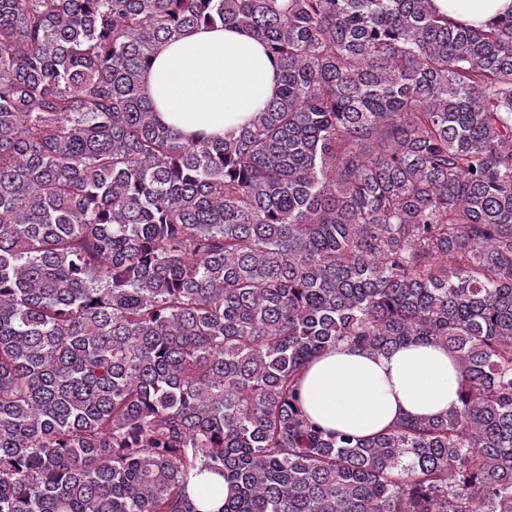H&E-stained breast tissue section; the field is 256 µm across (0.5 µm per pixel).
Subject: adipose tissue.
Returning <instances> with one entry per match:
<instances>
[{"instance_id":"obj_1","label":"adipose tissue","mask_w":512,"mask_h":512,"mask_svg":"<svg viewBox=\"0 0 512 512\" xmlns=\"http://www.w3.org/2000/svg\"><path fill=\"white\" fill-rule=\"evenodd\" d=\"M453 19L482 25L512 0H432ZM142 88L159 118L184 135L223 136L276 96L277 66L251 32L200 29L163 45ZM462 375L446 348L412 343L387 354L343 344L314 358L301 380L303 406L323 428L365 437L400 419L457 406Z\"/></svg>"}]
</instances>
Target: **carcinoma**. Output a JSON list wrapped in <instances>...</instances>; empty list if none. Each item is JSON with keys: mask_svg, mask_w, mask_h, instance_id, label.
Returning <instances> with one entry per match:
<instances>
[{"mask_svg": "<svg viewBox=\"0 0 512 512\" xmlns=\"http://www.w3.org/2000/svg\"><path fill=\"white\" fill-rule=\"evenodd\" d=\"M245 28L277 95L187 139L157 49ZM439 345L459 405H300L341 343ZM512 512V15L432 0H0V512ZM442 14L471 25H482L498 14L507 13L512 0H432ZM222 484V480L214 475H208L206 477L201 478L199 481L193 484L194 495L197 500L198 508L201 510L200 512H213L216 510L222 500V496L218 495H202L201 498L197 497L198 488L203 485H212V486H220Z\"/></svg>", "mask_w": 512, "mask_h": 512, "instance_id": "carcinoma-1", "label": "carcinoma"}]
</instances>
